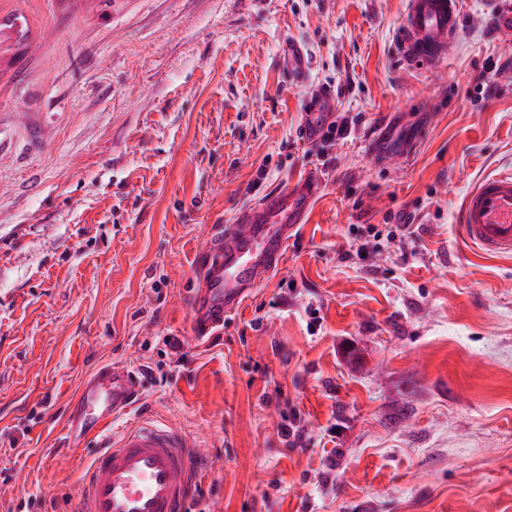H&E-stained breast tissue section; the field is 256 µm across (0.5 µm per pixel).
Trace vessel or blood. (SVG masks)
<instances>
[{
  "instance_id": "obj_1",
  "label": "vessel or blood",
  "mask_w": 512,
  "mask_h": 512,
  "mask_svg": "<svg viewBox=\"0 0 512 512\" xmlns=\"http://www.w3.org/2000/svg\"><path fill=\"white\" fill-rule=\"evenodd\" d=\"M459 0H408L397 34L404 56L414 63L444 58L458 40ZM330 88H314L302 112L299 137L323 138L331 121ZM413 130L392 134L380 127L372 144L382 158L408 155ZM317 171L268 194L242 211L232 225L216 226L195 259L199 277L188 296L195 337L223 328L248 294L283 264L289 242L306 224L322 190ZM463 241L485 257L512 256V173L484 178L464 197L457 213ZM136 394L127 366L111 363L86 377L67 404L65 445L106 434ZM200 452L178 430L134 427L110 442L80 478L76 512H186L197 480Z\"/></svg>"
}]
</instances>
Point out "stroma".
<instances>
[{
  "label": "stroma",
  "instance_id": "obj_1",
  "mask_svg": "<svg viewBox=\"0 0 512 512\" xmlns=\"http://www.w3.org/2000/svg\"><path fill=\"white\" fill-rule=\"evenodd\" d=\"M406 7L0 0V512L73 507L98 444L63 449L64 407L113 361L138 383L113 432L166 425L209 458L187 512H512V258L456 230L465 194L512 171V0H461L428 65L395 50ZM321 84L350 130L306 144ZM381 122L416 128L410 158L371 152ZM312 169L284 265L196 341L211 225Z\"/></svg>",
  "mask_w": 512,
  "mask_h": 512
}]
</instances>
